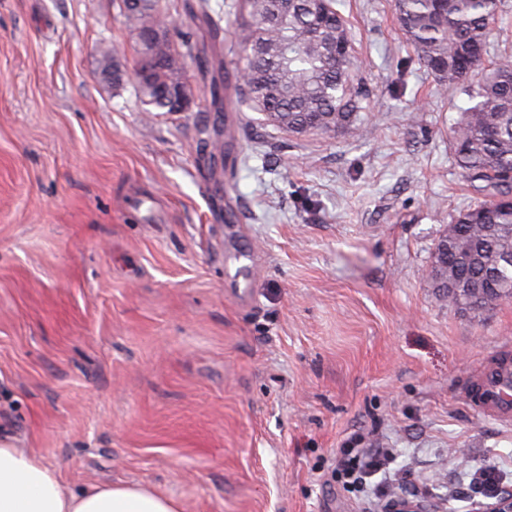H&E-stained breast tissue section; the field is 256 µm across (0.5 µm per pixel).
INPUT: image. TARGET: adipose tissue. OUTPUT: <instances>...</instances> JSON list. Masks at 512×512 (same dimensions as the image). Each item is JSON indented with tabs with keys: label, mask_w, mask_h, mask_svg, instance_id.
<instances>
[{
	"label": "adipose tissue",
	"mask_w": 512,
	"mask_h": 512,
	"mask_svg": "<svg viewBox=\"0 0 512 512\" xmlns=\"http://www.w3.org/2000/svg\"><path fill=\"white\" fill-rule=\"evenodd\" d=\"M0 512H182L180 502L138 485L69 490L32 453L0 437Z\"/></svg>",
	"instance_id": "adipose-tissue-1"
}]
</instances>
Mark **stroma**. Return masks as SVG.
Listing matches in <instances>:
<instances>
[{"mask_svg":"<svg viewBox=\"0 0 512 512\" xmlns=\"http://www.w3.org/2000/svg\"><path fill=\"white\" fill-rule=\"evenodd\" d=\"M342 3L363 131L293 137L245 109L214 173L196 68L187 112L101 80V45L136 56L116 0H0V435L68 488L386 512L331 479L357 436L439 512H466L481 470L512 483V424L461 395L512 347V300L451 308L428 278L482 199L450 146L468 98L407 64L394 0Z\"/></svg>","mask_w":512,"mask_h":512,"instance_id":"1","label":"stroma"}]
</instances>
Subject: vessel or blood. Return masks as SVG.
<instances>
[{
  "instance_id": "1",
  "label": "vessel or blood",
  "mask_w": 512,
  "mask_h": 512,
  "mask_svg": "<svg viewBox=\"0 0 512 512\" xmlns=\"http://www.w3.org/2000/svg\"><path fill=\"white\" fill-rule=\"evenodd\" d=\"M464 398L483 415L512 421V355L498 354L477 370L464 390Z\"/></svg>"
}]
</instances>
